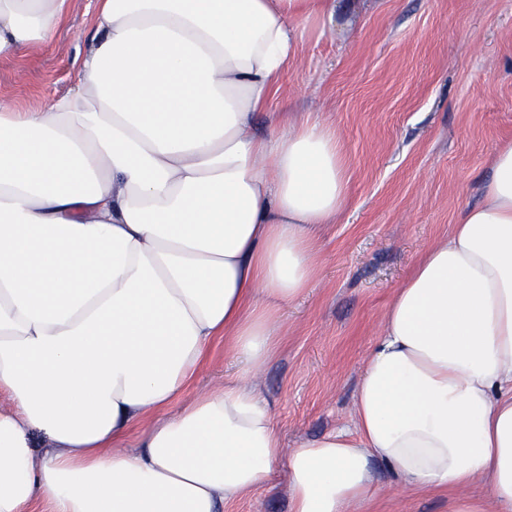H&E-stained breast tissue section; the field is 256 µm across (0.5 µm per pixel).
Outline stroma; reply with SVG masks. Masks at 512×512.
<instances>
[{
    "mask_svg": "<svg viewBox=\"0 0 512 512\" xmlns=\"http://www.w3.org/2000/svg\"><path fill=\"white\" fill-rule=\"evenodd\" d=\"M92 7L72 0L50 46L0 49L1 100L34 109L70 90ZM270 109L335 128L348 177L346 207L320 239L318 278L283 310L277 352L257 379L290 451L353 428L364 357L395 288L481 202L497 150L512 141V0H342ZM239 370L215 339L171 411ZM379 481L363 512H450L448 490L405 492L385 470ZM224 512H288L282 471Z\"/></svg>",
    "mask_w": 512,
    "mask_h": 512,
    "instance_id": "obj_1",
    "label": "stroma"
}]
</instances>
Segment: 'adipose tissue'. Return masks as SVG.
<instances>
[{"instance_id":"1","label":"adipose tissue","mask_w":512,"mask_h":512,"mask_svg":"<svg viewBox=\"0 0 512 512\" xmlns=\"http://www.w3.org/2000/svg\"><path fill=\"white\" fill-rule=\"evenodd\" d=\"M338 2L97 0L73 87L0 100V512H224L279 467L289 512H361L378 463L512 512V142L396 288L353 431L285 452L253 382L346 204L335 131L268 110ZM69 3L0 0V48L47 45ZM219 337L243 374L164 415Z\"/></svg>"}]
</instances>
